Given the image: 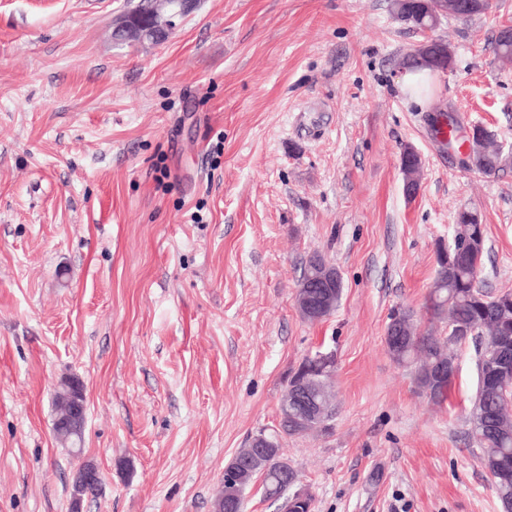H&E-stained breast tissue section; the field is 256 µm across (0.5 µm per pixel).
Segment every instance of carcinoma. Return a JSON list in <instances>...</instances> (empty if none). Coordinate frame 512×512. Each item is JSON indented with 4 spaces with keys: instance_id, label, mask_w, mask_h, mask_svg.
Listing matches in <instances>:
<instances>
[{
    "instance_id": "cac0c4a2",
    "label": "carcinoma",
    "mask_w": 512,
    "mask_h": 512,
    "mask_svg": "<svg viewBox=\"0 0 512 512\" xmlns=\"http://www.w3.org/2000/svg\"><path fill=\"white\" fill-rule=\"evenodd\" d=\"M395 18L414 30H432L444 17L469 20L486 13L491 0H393ZM176 10V0H139L132 12L141 15L152 26L150 34L128 40L130 44L157 43L166 38V20ZM403 68L415 71L442 72L453 65V50L448 42L437 37L420 41L403 59ZM469 168L485 175L501 169L503 156L498 148L491 147V135L479 126L472 136ZM421 159L410 146L401 152L403 192L412 199L420 189ZM450 258H438L433 288L429 295V309L436 318L446 317L450 330L461 334L462 339L451 340L439 336L432 329L421 331L412 314L401 311L402 330L408 340L398 345L395 337L385 336L386 350L398 366L411 371L420 391L430 389L427 397L442 402L448 395L453 378L439 383L433 381L436 367L455 356L451 347L460 342L473 343L479 359L490 356L489 348L504 350L512 356V292L490 296L479 286L486 250L485 225L477 213L461 210L456 215ZM315 267L312 259L303 263L297 287L306 295L319 294L314 283ZM485 383L477 387L469 424L472 436L479 445V462L491 480L492 489L499 502L512 500V404L508 402V387L512 385V371L508 376L499 375L491 366L485 367ZM299 379H306L317 394L323 418L335 415L333 397L329 390L330 372L305 357L296 371ZM288 394H283L279 404L282 417L281 429L273 435L274 445L244 479L241 497L259 483L261 490L279 483V464L285 461L281 441L287 437H300L321 425L301 426L287 416Z\"/></svg>"
}]
</instances>
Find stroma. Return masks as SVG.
I'll list each match as a JSON object with an SVG mask.
<instances>
[{
	"mask_svg": "<svg viewBox=\"0 0 512 512\" xmlns=\"http://www.w3.org/2000/svg\"><path fill=\"white\" fill-rule=\"evenodd\" d=\"M441 20L455 52L428 106L400 89L421 36L392 0H199L161 44L112 38L127 0H0V512H212L224 468L277 420L290 371L336 355L329 433L283 443L313 512H502L466 414L459 346L433 403L389 357L394 311L446 333L429 293L458 211L486 228L480 284L512 291V165L486 176L436 138V106L512 152V0ZM421 157L406 198L403 146ZM314 253L333 314L295 306ZM82 380L79 457L53 391ZM315 270L316 268L313 267L312 258L308 257L303 263L297 284V288L301 289V293H305L306 295H299L297 290L295 297L296 308L300 316L307 321H319V319L323 318L325 315H330L333 312L331 309L333 290H336V294L334 295V301H336L335 309L342 295V288H336V286L340 284L341 274L339 271H336V266L333 263L319 267L317 278L320 283V288H318V285L315 284L313 280ZM321 288L328 289L323 297H321V303L316 304L311 302L308 296L311 295V293L318 295Z\"/></svg>",
	"mask_w": 512,
	"mask_h": 512,
	"instance_id": "obj_1",
	"label": "stroma"
}]
</instances>
